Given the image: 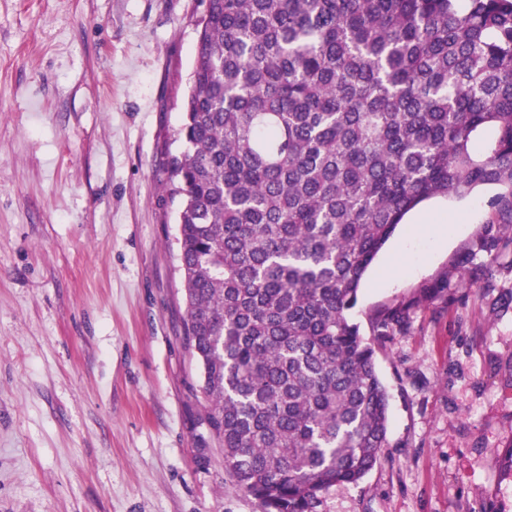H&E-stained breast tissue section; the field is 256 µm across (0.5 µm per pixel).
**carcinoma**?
Segmentation results:
<instances>
[{"label":"carcinoma","mask_w":512,"mask_h":512,"mask_svg":"<svg viewBox=\"0 0 512 512\" xmlns=\"http://www.w3.org/2000/svg\"><path fill=\"white\" fill-rule=\"evenodd\" d=\"M165 151L185 350L232 485L316 512L386 447L389 400L350 312L404 217L506 188L512 0H209Z\"/></svg>","instance_id":"cac0c4a2"}]
</instances>
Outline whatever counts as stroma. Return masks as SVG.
<instances>
[{
    "label": "stroma",
    "mask_w": 512,
    "mask_h": 512,
    "mask_svg": "<svg viewBox=\"0 0 512 512\" xmlns=\"http://www.w3.org/2000/svg\"><path fill=\"white\" fill-rule=\"evenodd\" d=\"M204 0H0V512H263L208 440L163 184ZM411 211L352 312L387 446L317 512H512V236ZM498 239L487 262L481 238ZM402 310L390 335L374 315Z\"/></svg>",
    "instance_id": "obj_1"
}]
</instances>
